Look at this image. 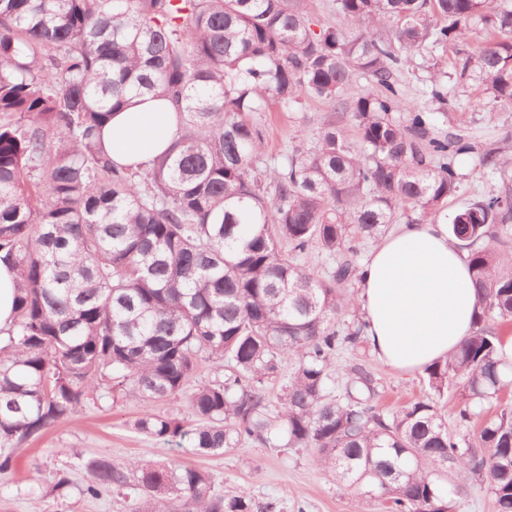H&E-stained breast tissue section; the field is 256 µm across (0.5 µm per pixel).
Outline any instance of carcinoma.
<instances>
[{
	"instance_id": "carcinoma-1",
	"label": "carcinoma",
	"mask_w": 512,
	"mask_h": 512,
	"mask_svg": "<svg viewBox=\"0 0 512 512\" xmlns=\"http://www.w3.org/2000/svg\"><path fill=\"white\" fill-rule=\"evenodd\" d=\"M299 2L0 0V257L18 272L17 317L0 335L1 473L13 449L108 398L138 404V432L198 454L308 448L389 512H448L445 488L471 477L512 512V380L487 326L512 322V135L435 136L434 113L404 102L396 78L414 54L458 43L459 77L481 89L473 106H512V0H336V23L319 29ZM361 76L370 89L354 97ZM143 92L170 99L180 127L133 171L100 137ZM426 94L448 104L437 77ZM348 98L357 141L331 121L312 147L265 163L270 105ZM466 153L499 181L448 224L468 249L477 329L426 371L433 392L466 397L463 420L495 403L462 443L430 397L381 412L358 363L344 394L328 381L336 352L364 343L347 291L361 241L399 210L408 224L439 215ZM314 244L338 257L324 279L298 263ZM338 313L352 315L342 329ZM202 360L214 376L197 383ZM179 397L189 416L155 410ZM81 468L83 495L137 493L132 512L254 508L183 464L97 455Z\"/></svg>"
}]
</instances>
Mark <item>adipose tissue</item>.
I'll return each instance as SVG.
<instances>
[{"label": "adipose tissue", "mask_w": 512, "mask_h": 512, "mask_svg": "<svg viewBox=\"0 0 512 512\" xmlns=\"http://www.w3.org/2000/svg\"><path fill=\"white\" fill-rule=\"evenodd\" d=\"M178 125L167 100L145 93L113 113L101 143L113 163L135 168L167 152ZM353 302L378 359L405 373L423 372L475 329L468 252L449 238L442 220L397 225L363 263Z\"/></svg>", "instance_id": "adipose-tissue-1"}]
</instances>
